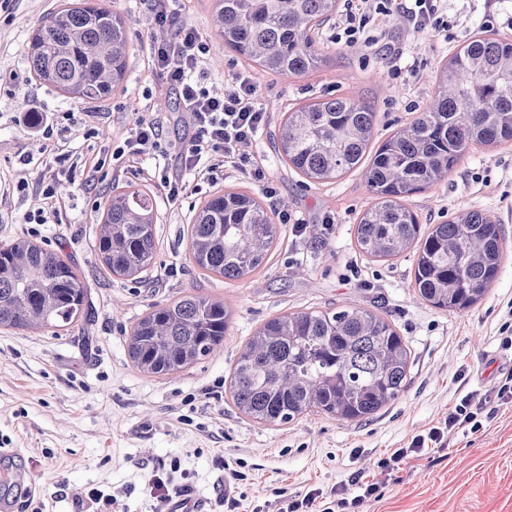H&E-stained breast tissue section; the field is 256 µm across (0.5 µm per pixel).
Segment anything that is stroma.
Wrapping results in <instances>:
<instances>
[{
  "mask_svg": "<svg viewBox=\"0 0 512 512\" xmlns=\"http://www.w3.org/2000/svg\"><path fill=\"white\" fill-rule=\"evenodd\" d=\"M62 0H17L13 20L0 23V245L28 239L60 250L82 273L92 317L54 332L0 327V448H17L13 467L30 477L10 493L18 512H77L76 493L96 488L116 495L117 512H160L150 496L153 475L175 490H192L225 512L223 466L243 473L236 512H275V489L332 487L358 470L372 471L390 449L402 448L433 426L467 392H492L512 352L498 328L512 301V142L470 151L443 183L410 197L422 223L437 224L458 210L497 218L505 238L500 274L473 308L448 313L423 301L412 286V254L391 261L363 255L356 244L360 214L372 204L361 170L335 181L304 184L280 162L269 139L283 112L323 94L358 98L379 116L386 135L411 122L435 90L440 64L483 31L485 0H447L449 39L407 41L400 60L331 43L315 31L327 59L304 76L253 69L268 128L252 149L262 155L265 179L245 181L225 171L187 188L176 203L157 198L156 260L147 281L133 283L100 269L92 248L102 196L69 187L58 222L32 224V198L13 188L24 169L37 181L45 157L31 146L16 112L54 113L58 140L77 159H90L128 135L132 115L151 113L165 139L182 137L177 110L164 109L160 74L148 66L157 27L144 0H109L122 13L133 57L122 86L101 107L78 104L40 84L30 71L31 28ZM213 0H173L177 20L191 24L213 53L204 65L208 86L223 88L244 59L224 47L213 29ZM234 188L257 196L273 189L306 223L321 226L319 243L292 244L288 225L267 265L243 282L200 270L186 252L188 229L211 194ZM225 301L233 319L223 344L200 363L152 376L132 364L126 338L152 304L185 292ZM344 304L375 305L392 320L411 351L405 391L364 423L309 414L282 427L253 422L233 406L229 382L235 360L267 319ZM363 512H512V407L501 406L482 432L450 435L447 449L409 460L393 472L381 498Z\"/></svg>",
  "mask_w": 512,
  "mask_h": 512,
  "instance_id": "1",
  "label": "stroma"
}]
</instances>
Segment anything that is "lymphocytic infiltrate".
Here are the masks:
<instances>
[{
	"label": "lymphocytic infiltrate",
	"instance_id": "obj_1",
	"mask_svg": "<svg viewBox=\"0 0 512 512\" xmlns=\"http://www.w3.org/2000/svg\"><path fill=\"white\" fill-rule=\"evenodd\" d=\"M444 0H344V10L335 24L349 47L382 51L399 59L401 45L410 38L431 34L447 35ZM151 67L176 91L191 130L177 146L162 137L157 118L139 116L128 136L111 152L92 161H74L72 154L54 152L37 185L19 178L20 194H34L39 206L32 219L52 223L64 205L63 185L79 184L88 189L110 185L125 165L147 155L176 148L183 169L204 171L213 177L217 169L229 168L254 180H262L261 159L249 147L269 122L268 112L259 105L257 84L246 71L238 72L223 92H215L196 79L195 73L210 53V45L191 25L176 26L171 39L150 44ZM512 405V371L500 377L494 395L467 392L457 399L446 415L427 432L414 435L408 446L391 450L378 461L375 475L354 472L347 483L330 490L313 487L300 494L276 492L277 512H359L363 502L380 497L390 474L407 458L447 448L449 436L457 431L475 434L482 430L491 405Z\"/></svg>",
	"mask_w": 512,
	"mask_h": 512
}]
</instances>
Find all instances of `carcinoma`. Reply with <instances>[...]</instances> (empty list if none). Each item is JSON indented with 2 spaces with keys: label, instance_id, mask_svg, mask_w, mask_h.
Listing matches in <instances>:
<instances>
[{
  "label": "carcinoma",
  "instance_id": "cac0c4a2",
  "mask_svg": "<svg viewBox=\"0 0 512 512\" xmlns=\"http://www.w3.org/2000/svg\"><path fill=\"white\" fill-rule=\"evenodd\" d=\"M216 3L219 38L262 70L302 76L324 61L311 32L336 13L337 0ZM27 50L36 79L79 104L110 100L132 58L124 18L93 0H72L41 20ZM377 124L365 101L329 95L283 113L271 140L279 160L311 183L362 168L373 204L356 226L360 251L390 260L416 243L419 297L448 312L474 306L500 270L498 220L461 212L423 234L404 200L448 179L473 147L512 142V39L470 37L441 66L434 98L413 121L373 146ZM154 215L148 187H116L105 197L93 232L105 272L146 278L157 252ZM279 234L271 208L229 188L196 212L189 255L203 271L245 280L266 266ZM91 313L82 275L59 252L26 240L0 246V326L66 327ZM229 316L223 302L185 293L134 324L129 357L146 375L178 372L224 343ZM410 359L404 338L376 308L289 313L266 321L249 340L234 364L230 397L266 425L309 413L365 422L405 391Z\"/></svg>",
  "mask_w": 512,
  "mask_h": 512
}]
</instances>
